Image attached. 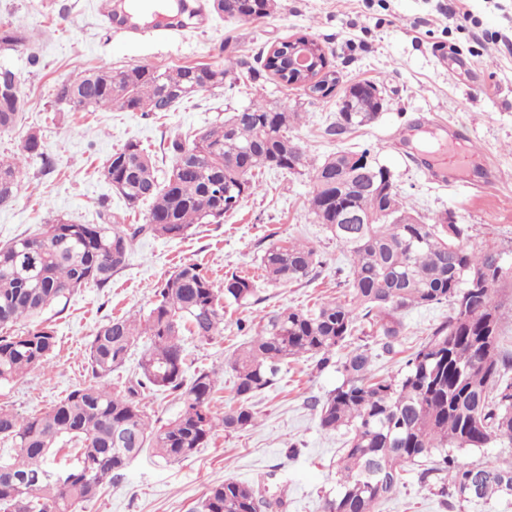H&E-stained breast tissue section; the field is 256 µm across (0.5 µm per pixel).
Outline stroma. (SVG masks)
Listing matches in <instances>:
<instances>
[{
	"label": "stroma",
	"instance_id": "obj_1",
	"mask_svg": "<svg viewBox=\"0 0 512 512\" xmlns=\"http://www.w3.org/2000/svg\"><path fill=\"white\" fill-rule=\"evenodd\" d=\"M98 3L0 0V27L16 23L27 36L25 46L0 52V66L16 73L25 99L17 125L0 135V155L16 153L33 130L44 151L28 160L15 200L0 207V245L34 233L55 215L76 224L144 223L148 204L127 206L101 176L108 156L134 141L167 171L170 138L202 130L260 96L273 106L298 105L301 120L290 134L308 162L320 163L339 150L370 151L389 167L397 191L424 221L447 213L468 226L470 246L512 248V0H276L272 15L255 22L220 19L209 0H197L199 15L169 35L148 24L136 33L109 25ZM301 35L323 46L339 78V89L329 96L270 75L205 91L176 111L149 115L74 112L55 99L58 85L101 64L165 70L238 61L259 70L273 47ZM363 81L377 84L385 98L379 119L327 135L342 87ZM442 125L458 127L477 152L470 179L442 183L426 175L422 157L438 149ZM487 165L495 171L490 182L478 176ZM258 180V190L223 223L199 225L178 239L143 235L133 241L124 268L107 287L82 288L53 320L57 345L51 362L0 383V406L23 416L39 414L90 383L85 349L98 325L111 317H146L156 288L187 262L199 263L215 281L237 273L258 286L256 302L226 308L223 336L209 343L188 336L183 342L189 370L216 372L214 411L235 405L224 362L251 327L283 309L348 300L352 271L349 256L310 210L307 176L267 170ZM288 239L314 248L319 263L310 278L278 286L268 282L261 256L272 243ZM448 312L444 302L402 311L404 330L390 350L366 323L352 342L369 348L376 372L393 375ZM342 380L336 366L317 369L307 356L289 360L275 384L253 398L255 427L216 432L206 448L178 463L143 452L79 512H197L209 488L227 478L285 493L286 512H323L325 495L337 488L343 437L320 428L313 404ZM420 472L408 466L377 512H512L510 496L447 507L438 486L421 484Z\"/></svg>",
	"mask_w": 512,
	"mask_h": 512
}]
</instances>
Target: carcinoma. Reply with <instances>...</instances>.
<instances>
[{"mask_svg": "<svg viewBox=\"0 0 512 512\" xmlns=\"http://www.w3.org/2000/svg\"><path fill=\"white\" fill-rule=\"evenodd\" d=\"M220 17L242 21L267 18L274 0L255 6L238 0H212ZM24 33L0 29V50L25 45ZM288 43L272 49L265 69L290 83L282 65ZM231 70L194 65L158 70L134 65L114 70L96 66L56 89V101L73 111L114 107L128 112H172L185 100L222 88ZM353 111L338 112L330 135H342L379 117L384 101L356 95ZM22 93L0 98V134L16 124ZM300 112L287 104L254 100L190 141L173 138L172 167L160 181L152 158L130 141L105 162L102 177L119 186L132 207L151 201L139 226L72 224L49 219L39 234L0 246V382H9L48 364L56 336L45 315L65 311L78 288L103 287L124 267L133 240L143 234L181 238L196 224H220L257 185V170L307 172L310 208L317 221L352 260L350 300H327L314 310L285 309L259 324L228 360L237 404L213 412L215 380L198 369L187 376L184 333L212 341L224 331V304L246 306L257 294L253 279L232 273L217 283L196 263L181 264L155 292L145 321L109 318L99 325L87 352L94 382L72 390L47 411L23 417L0 407V512H76L94 498L143 450L166 461H181L203 448L218 429L245 430L256 424L251 400L275 384L280 364L309 355L325 369L336 353L342 383L320 403L319 424L344 431L336 461L340 475L324 512H375L402 480L408 464L423 467L421 480L448 476L441 493L468 502L461 489L484 475L482 494L490 498L512 485V461L503 465L463 462L457 452L512 441V349L503 345V304L498 292L512 286L506 252L467 245L468 228L443 216L428 224L402 199L390 169L377 159L362 169L368 155L338 151L309 165L304 151L288 136ZM41 156V138L32 132L19 152L0 157V206L16 197L25 161ZM353 210L372 224H340ZM318 264L316 251L288 240L273 243L261 257L267 278L276 284L299 282ZM446 302L448 320L407 358L393 377L371 369L367 349L352 346L355 310L387 339L386 350L402 334L399 314L411 307ZM144 349L138 372L117 390L106 381L121 368L137 344ZM158 392L179 397L182 412L159 430L152 429L143 400ZM70 446L75 462L50 466L55 448ZM44 472L60 480L30 484ZM282 497L260 487L227 479L212 486L200 512H283Z\"/></svg>", "mask_w": 512, "mask_h": 512, "instance_id": "obj_1", "label": "carcinoma"}]
</instances>
